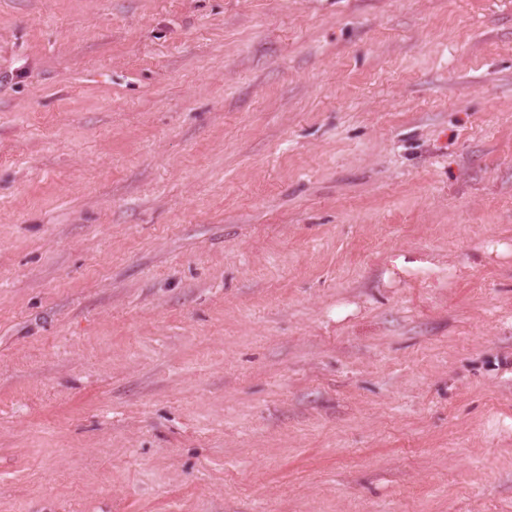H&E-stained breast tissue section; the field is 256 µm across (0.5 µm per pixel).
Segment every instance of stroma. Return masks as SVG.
Returning <instances> with one entry per match:
<instances>
[{
    "instance_id": "1",
    "label": "stroma",
    "mask_w": 512,
    "mask_h": 512,
    "mask_svg": "<svg viewBox=\"0 0 512 512\" xmlns=\"http://www.w3.org/2000/svg\"><path fill=\"white\" fill-rule=\"evenodd\" d=\"M0 512H512V0H0Z\"/></svg>"
}]
</instances>
